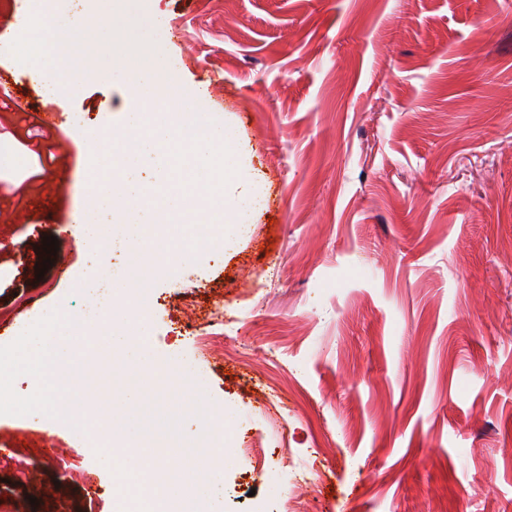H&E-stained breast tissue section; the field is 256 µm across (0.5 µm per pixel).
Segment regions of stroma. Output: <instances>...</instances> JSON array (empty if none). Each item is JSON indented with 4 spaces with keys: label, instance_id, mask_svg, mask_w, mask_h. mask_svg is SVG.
Here are the masks:
<instances>
[{
    "label": "stroma",
    "instance_id": "stroma-1",
    "mask_svg": "<svg viewBox=\"0 0 512 512\" xmlns=\"http://www.w3.org/2000/svg\"><path fill=\"white\" fill-rule=\"evenodd\" d=\"M135 2L254 178L243 231L148 293L154 355L195 354L224 412L211 512H287L308 478L310 512H512V0ZM35 71L0 58V144L30 158L0 170V343L81 317L68 227L110 165L92 143L140 104L98 79L50 101ZM50 235L67 261L40 277ZM0 446V512H119L62 420L1 418Z\"/></svg>",
    "mask_w": 512,
    "mask_h": 512
}]
</instances>
